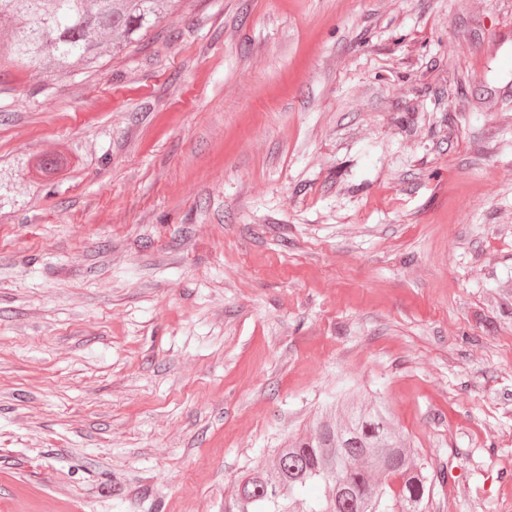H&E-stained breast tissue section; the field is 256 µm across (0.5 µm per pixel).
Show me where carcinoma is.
I'll return each instance as SVG.
<instances>
[{
    "mask_svg": "<svg viewBox=\"0 0 512 512\" xmlns=\"http://www.w3.org/2000/svg\"><path fill=\"white\" fill-rule=\"evenodd\" d=\"M172 0H5L0 51L19 73L50 81L75 68L90 74L100 61L138 43L166 18ZM34 168L51 175L56 155L19 163L0 180V207L17 202L19 173ZM332 424L264 455L243 475L224 512H419L429 495L430 474L418 452L394 432L383 404L356 396L336 403ZM324 486L320 498L310 489Z\"/></svg>",
    "mask_w": 512,
    "mask_h": 512,
    "instance_id": "cac0c4a2",
    "label": "carcinoma"
}]
</instances>
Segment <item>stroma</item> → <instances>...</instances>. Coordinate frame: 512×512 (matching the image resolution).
Listing matches in <instances>:
<instances>
[{
    "instance_id": "stroma-1",
    "label": "stroma",
    "mask_w": 512,
    "mask_h": 512,
    "mask_svg": "<svg viewBox=\"0 0 512 512\" xmlns=\"http://www.w3.org/2000/svg\"><path fill=\"white\" fill-rule=\"evenodd\" d=\"M512 0H176L0 76V512H224L336 397L512 512ZM34 168L36 171L46 175H51L57 172L61 168V160L56 155H44L35 160H22L19 163L17 171H15L14 177L4 179L0 178V208L6 205L15 204L18 202V195L15 189L20 181L19 172L25 171L27 168Z\"/></svg>"
}]
</instances>
